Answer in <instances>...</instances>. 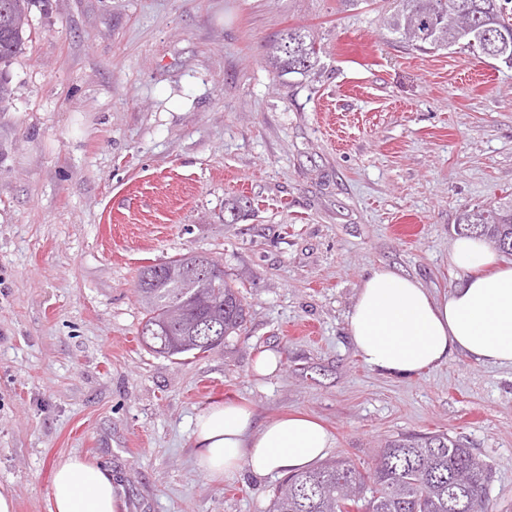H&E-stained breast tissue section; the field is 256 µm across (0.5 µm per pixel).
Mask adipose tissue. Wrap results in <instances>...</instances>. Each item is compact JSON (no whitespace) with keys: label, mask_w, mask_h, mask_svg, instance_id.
Listing matches in <instances>:
<instances>
[{"label":"adipose tissue","mask_w":512,"mask_h":512,"mask_svg":"<svg viewBox=\"0 0 512 512\" xmlns=\"http://www.w3.org/2000/svg\"><path fill=\"white\" fill-rule=\"evenodd\" d=\"M449 262L460 270L447 295L432 294L416 278L387 269L367 275L347 315L348 334L367 365L409 376L461 354L512 369V261L500 259L483 240L455 239ZM194 456L214 478H229L247 463L268 475L299 470L325 459L332 434L303 414L256 424L235 402L212 404L194 421ZM123 496L111 470L70 456L55 462L51 512H123Z\"/></svg>","instance_id":"obj_1"}]
</instances>
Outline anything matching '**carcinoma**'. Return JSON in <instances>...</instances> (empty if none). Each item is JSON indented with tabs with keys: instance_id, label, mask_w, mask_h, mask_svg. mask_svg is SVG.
I'll use <instances>...</instances> for the list:
<instances>
[{
	"instance_id": "obj_1",
	"label": "carcinoma",
	"mask_w": 512,
	"mask_h": 512,
	"mask_svg": "<svg viewBox=\"0 0 512 512\" xmlns=\"http://www.w3.org/2000/svg\"><path fill=\"white\" fill-rule=\"evenodd\" d=\"M41 0H0V61L20 53L32 7ZM383 29L421 52L462 45L496 60H512V0H387ZM319 50L300 28L272 45V64L281 74L305 75ZM459 229L483 237L495 249L512 250V199L469 209ZM193 258L161 263L163 275L140 279L146 311L141 334L164 357L205 353L241 331L244 298L219 275L200 287ZM471 449L448 435H401L381 448L365 471L342 460L291 471L276 486L268 512H489L492 470L467 476Z\"/></svg>"
}]
</instances>
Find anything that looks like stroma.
Here are the masks:
<instances>
[{"instance_id": "stroma-1", "label": "stroma", "mask_w": 512, "mask_h": 512, "mask_svg": "<svg viewBox=\"0 0 512 512\" xmlns=\"http://www.w3.org/2000/svg\"><path fill=\"white\" fill-rule=\"evenodd\" d=\"M365 0H49L0 62V488L49 512L52 466L111 469L126 512H267L282 473L194 463L216 402L319 419L359 469L401 434L445 433L512 512V369L456 355L402 377L347 331L363 277L435 294L463 210L512 195V68L386 40ZM304 29L309 76L275 40ZM245 202L238 216L226 201ZM206 255L247 304L197 356L151 352L141 272ZM276 352L275 374L253 362ZM301 28H291L272 45V64L281 74L305 75L314 69L319 50Z\"/></svg>"}]
</instances>
